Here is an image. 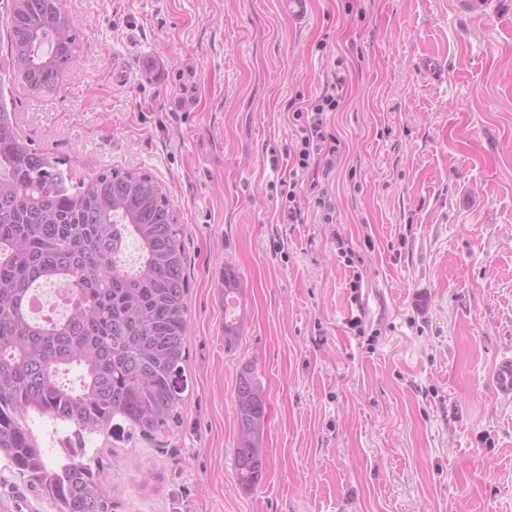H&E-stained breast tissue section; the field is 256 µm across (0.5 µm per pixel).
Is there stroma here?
<instances>
[{"label":"stroma","mask_w":512,"mask_h":512,"mask_svg":"<svg viewBox=\"0 0 512 512\" xmlns=\"http://www.w3.org/2000/svg\"><path fill=\"white\" fill-rule=\"evenodd\" d=\"M62 4L80 49L57 91L6 72L0 102L78 174L150 172L185 226L188 404L172 434L94 437L113 512H512V393L495 383L512 359V0H308L301 20L277 0ZM335 75L333 220L308 198L279 223L293 114ZM247 364L268 398L249 492ZM0 512L55 510L0 460ZM240 277L235 267H224V344L231 347L239 334V326L234 317L237 307L236 294L239 293ZM268 400L256 369L245 365L236 384L235 415L238 441L234 448L235 476L244 491L253 490L266 470L263 448Z\"/></svg>","instance_id":"stroma-1"}]
</instances>
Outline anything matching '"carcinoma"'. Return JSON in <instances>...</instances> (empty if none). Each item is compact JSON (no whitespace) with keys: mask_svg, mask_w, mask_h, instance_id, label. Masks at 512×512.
<instances>
[{"mask_svg":"<svg viewBox=\"0 0 512 512\" xmlns=\"http://www.w3.org/2000/svg\"><path fill=\"white\" fill-rule=\"evenodd\" d=\"M13 79L53 94L78 51L60 0H10ZM138 252L126 260L128 243ZM45 283L71 294L58 321L31 317ZM240 277L224 266V344L236 341ZM189 278L183 225L165 187L137 169L76 177L32 148L0 104V459L56 512H112L85 456L49 458L28 419L69 427L66 443L95 435L152 438L180 426L187 374ZM80 371V384L59 381ZM268 400L256 369L236 384L235 476L253 490L266 470Z\"/></svg>","mask_w":512,"mask_h":512,"instance_id":"obj_1","label":"carcinoma"}]
</instances>
